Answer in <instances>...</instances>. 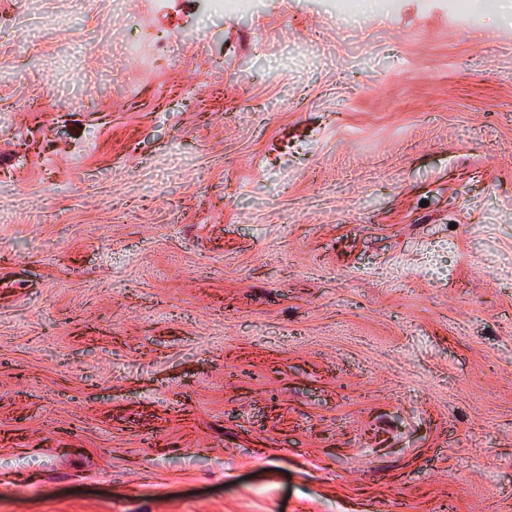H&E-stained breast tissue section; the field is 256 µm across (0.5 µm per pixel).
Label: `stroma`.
Returning <instances> with one entry per match:
<instances>
[{
	"label": "stroma",
	"mask_w": 512,
	"mask_h": 512,
	"mask_svg": "<svg viewBox=\"0 0 512 512\" xmlns=\"http://www.w3.org/2000/svg\"><path fill=\"white\" fill-rule=\"evenodd\" d=\"M389 2L0 0V512H512V22Z\"/></svg>",
	"instance_id": "obj_1"
}]
</instances>
